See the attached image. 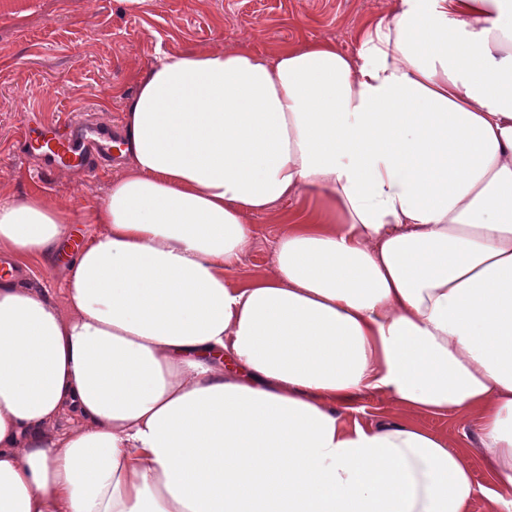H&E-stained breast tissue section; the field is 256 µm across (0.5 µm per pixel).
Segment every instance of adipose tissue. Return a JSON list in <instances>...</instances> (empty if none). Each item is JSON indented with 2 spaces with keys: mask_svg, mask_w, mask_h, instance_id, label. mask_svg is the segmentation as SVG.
Here are the masks:
<instances>
[{
  "mask_svg": "<svg viewBox=\"0 0 512 512\" xmlns=\"http://www.w3.org/2000/svg\"><path fill=\"white\" fill-rule=\"evenodd\" d=\"M68 256L0 201V512H470L456 415L512 486V0H391L327 40L157 58ZM271 274L227 278L254 215ZM381 396L396 420H355ZM305 203L303 200H285L266 215H259L251 220L255 224V235L243 262L232 272L229 278L239 282L252 276L269 274L274 269L273 241L282 228L276 219L280 215L288 214ZM30 277L33 288L45 291L56 301H61L66 288L65 262L57 260L52 266H45L40 262L33 261Z\"/></svg>",
  "mask_w": 512,
  "mask_h": 512,
  "instance_id": "1",
  "label": "adipose tissue"
}]
</instances>
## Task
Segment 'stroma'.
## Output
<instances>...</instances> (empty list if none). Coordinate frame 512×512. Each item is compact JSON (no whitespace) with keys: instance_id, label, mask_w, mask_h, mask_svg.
I'll use <instances>...</instances> for the list:
<instances>
[{"instance_id":"obj_1","label":"stroma","mask_w":512,"mask_h":512,"mask_svg":"<svg viewBox=\"0 0 512 512\" xmlns=\"http://www.w3.org/2000/svg\"><path fill=\"white\" fill-rule=\"evenodd\" d=\"M389 7L390 0H8L0 5V198L40 192L73 218L74 237L85 239L97 232L92 214L124 169L119 154L90 181L81 170L48 167L25 139L75 115L101 139L115 137L126 97L161 53L272 54L315 38L352 51L359 21ZM299 206L286 200L254 217L251 247L231 281L273 271L277 218ZM422 423L450 447L467 449L476 484L491 485L470 425L452 415Z\"/></svg>"}]
</instances>
